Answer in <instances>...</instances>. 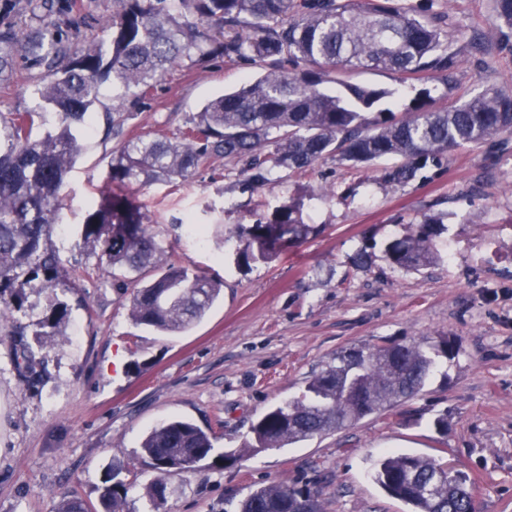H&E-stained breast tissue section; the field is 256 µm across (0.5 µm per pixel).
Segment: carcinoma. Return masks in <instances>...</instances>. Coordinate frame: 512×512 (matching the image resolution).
I'll return each mask as SVG.
<instances>
[{
    "mask_svg": "<svg viewBox=\"0 0 512 512\" xmlns=\"http://www.w3.org/2000/svg\"><path fill=\"white\" fill-rule=\"evenodd\" d=\"M18 0H0V83L17 75L16 58L43 68L39 103L0 119V305L21 308L27 288H55L64 269L53 242L61 221L58 194L81 151V131L103 84H112L111 190L85 215L81 236L98 248L112 283L127 285L155 265L161 251L134 183L185 180L206 160L222 156L242 164L257 185L273 174L304 170L334 158L352 165L388 157L401 163L385 179L408 184L448 152L480 145L512 131V91L494 85L462 103L435 109L417 98L402 115L378 105L385 88L356 84L366 71L438 79L455 64L453 35L439 18L414 15L405 0H113L112 37L74 53L63 34L46 25L17 30L9 16ZM68 26L96 21L85 0H57ZM494 15L512 29V0H494ZM251 59L263 73L203 106L174 138L123 137L121 112L153 89L167 68L193 58ZM55 116L40 138L36 127ZM290 203L267 221L241 228L238 261L268 263L313 231ZM439 219L425 216L415 232L386 243L396 269L418 270L436 259ZM222 284L170 264L131 297L135 325L181 332L200 320ZM454 356L451 340L421 339L393 346L352 349L307 384L305 393L276 406L253 425L254 442L226 453L234 465L250 450L282 448L334 432L361 418L389 411L423 387L439 357ZM215 451L211 436L185 420L153 429L141 455L160 474L188 468ZM441 463L412 454H390L374 465L373 479L411 512H474L473 488L460 473L441 476ZM104 512H124L126 488L108 477ZM55 512H87L75 495L61 496ZM238 512H321L308 489L272 483L251 491Z\"/></svg>",
    "mask_w": 512,
    "mask_h": 512,
    "instance_id": "carcinoma-1",
    "label": "carcinoma"
}]
</instances>
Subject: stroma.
<instances>
[{"mask_svg":"<svg viewBox=\"0 0 512 512\" xmlns=\"http://www.w3.org/2000/svg\"><path fill=\"white\" fill-rule=\"evenodd\" d=\"M409 3L417 16H444L461 43L450 85H400L380 71L356 74L355 83L397 89L398 114L422 92L440 108L489 84L512 91V33L495 22L492 0ZM473 35L483 50L465 49ZM259 72L247 59L183 61L124 113L123 131L176 137L208 99ZM40 81V69L19 65L0 87V115L34 107ZM112 106L104 88L60 191L64 231L54 242L65 285L26 289L23 309L0 323V512H52L66 492L102 512L115 467L129 488L125 512H237L250 490L271 483L310 488L323 512H409L369 476L390 452L447 464L469 478L482 512H512V133L457 148L403 186L384 179L393 158L368 166L324 159L255 185L220 157L184 181L131 186L163 264L222 284L200 321L165 334L133 324L131 289L101 275L93 244L79 234L107 188L118 141L103 115ZM294 200L317 233L272 262L238 266L239 226ZM426 215L442 219L438 260L394 269L386 243ZM190 224L206 237L188 235ZM361 250L370 256L365 269L353 264ZM59 307L66 314L58 321ZM440 336L454 342L453 358H438L423 388L393 410L249 453L234 466L221 461L340 352ZM175 418L211 434L215 454L161 477L142 458L141 442ZM158 479L165 500L156 509L148 492Z\"/></svg>","mask_w":512,"mask_h":512,"instance_id":"obj_1","label":"stroma"}]
</instances>
